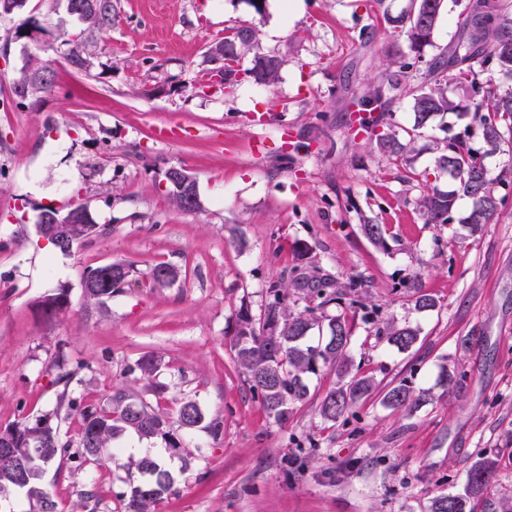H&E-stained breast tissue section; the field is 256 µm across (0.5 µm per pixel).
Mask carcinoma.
<instances>
[{"label": "carcinoma", "mask_w": 512, "mask_h": 512, "mask_svg": "<svg viewBox=\"0 0 512 512\" xmlns=\"http://www.w3.org/2000/svg\"><path fill=\"white\" fill-rule=\"evenodd\" d=\"M66 12L80 13L82 23L77 38L62 42V56L75 70L88 73L87 63L95 58L98 37L108 33L118 23L112 0H65ZM441 0H411L409 11L397 16L384 14L385 23L405 30L410 49L422 53L431 45L436 28ZM27 0H0V20L11 19L26 7ZM467 13L460 23L457 38L440 55L434 57L419 83L410 89L415 128L425 126L434 116L456 111L461 118L472 117L488 152L499 150L504 134L512 139V92L501 94L498 86L484 73L498 70L512 77V11L504 0H469ZM256 32L249 26H240L224 36V69L231 74L239 73L237 67L250 50ZM282 61L274 56L257 58L252 67L244 70L245 77L255 83L272 85L279 77ZM415 63L409 59L390 62L385 68V81L369 83L363 96V111L374 112L383 107L384 88H393V78L408 74ZM445 74L460 87L467 89L473 112L460 111V105L450 99L447 90L437 78ZM56 86L55 70L38 58H31L12 80L13 102L20 108L36 106L50 95ZM381 150L412 161L411 142H402L394 134L378 138ZM441 170L451 180L446 191L428 189L417 199L418 210L426 224H446L453 220L452 213L461 199L469 200V209L460 223L472 234L496 220L505 198L495 194V180L478 161L476 152L464 139L450 140L437 158ZM52 232L51 243L63 254L73 246L99 232L89 211L81 206L73 224ZM129 279L131 269L114 262L93 269L85 281L83 298L87 303H99L120 292L107 287L108 270ZM177 267L159 263L151 271L155 285L164 287L177 281ZM362 283L352 279L344 288H333V283L313 276H295L290 283L278 282L269 286V299L259 317L241 306L237 314V326L233 340L236 361L245 376L253 396L276 424L284 427L290 420L296 405L307 401L310 389L309 375L317 374L323 366L336 368L338 381L322 398L318 414L321 419L336 422L358 401L375 389L371 376L351 374L348 348L352 338V322L346 311L328 312V306L342 301L346 291L358 292ZM293 291L305 293L310 304L302 310L293 309L288 298ZM67 302L61 293L43 297L41 307L48 314L65 310ZM318 336H312V333ZM377 335L387 337L389 344L400 351L412 349L419 340V329L407 323L395 321L377 328ZM160 361L152 356L141 357L135 364L140 377L155 379L160 371ZM76 371H64L58 381L64 390L58 395L56 412L45 415L34 423L18 422L6 427L13 434V447L26 452L33 461L28 485L18 493L14 490L13 471L0 461V498L15 496L27 503L24 512H57V503L47 490L40 469L42 461L54 462L58 457H69L79 462L98 463L112 454V442L126 433L139 438L160 440L175 455L185 451L180 438L172 430V424L160 416L151 406L127 392H118L104 405L81 404L71 396L69 387ZM425 393H418L404 378L384 391L382 403L395 411H411L422 404ZM75 416L79 428L75 436L63 440L60 434L59 412ZM204 421V414L194 401L181 405L177 415L178 427L194 429ZM143 480L130 485L120 494L124 512H155V504L165 495L174 492L172 473L157 458L145 454L136 462ZM497 470V461L484 457L468 469L463 495H440L431 505V512H512V497L492 501L484 492Z\"/></svg>", "instance_id": "cac0c4a2"}]
</instances>
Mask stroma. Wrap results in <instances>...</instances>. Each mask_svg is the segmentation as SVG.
Segmentation results:
<instances>
[{
    "label": "stroma",
    "mask_w": 512,
    "mask_h": 512,
    "mask_svg": "<svg viewBox=\"0 0 512 512\" xmlns=\"http://www.w3.org/2000/svg\"><path fill=\"white\" fill-rule=\"evenodd\" d=\"M467 2L442 0L419 68L456 39ZM113 4L120 22L87 74L59 52L79 31L64 0H28L35 40L0 22V428L55 410L61 360L77 370L82 402L127 391L169 418L195 401L205 419L181 431L183 455L126 434L116 460L54 461L45 482L59 512H119L116 495L138 479L147 450L176 479L155 512H430L437 496L463 492L483 456L498 462L486 498L511 495L512 183L497 181L506 203L476 236L424 223L416 200L447 189L436 159L448 139L465 138L496 180L512 167V144L487 153L478 128L452 112L414 129L404 88L390 92L374 133L351 130L384 63L412 55L403 30L383 21L409 0H266L260 12L247 0ZM240 25L257 32L254 55L282 59L275 84L213 83L207 47ZM34 55L51 63L57 86L36 110L19 109L11 79ZM379 132L412 141L413 161L380 150ZM171 166L196 179L197 209L173 203ZM73 204L107 231L64 255L36 217ZM367 223L386 225L384 246L364 236ZM116 261L131 267L128 285L85 303L84 278ZM161 262L180 270L173 285L152 283ZM296 270L361 279L374 320H354V371L385 386L408 379L431 401L402 413L376 393L326 423L317 407L337 381L326 366L286 427L270 420L232 339L240 306L260 314L270 284ZM60 289L69 307L45 316L41 300ZM419 292L433 309L415 310ZM388 319L419 328L411 350L376 335ZM145 355L162 363V393L133 370ZM452 366L466 375L462 391L441 381Z\"/></svg>",
    "instance_id": "1"
}]
</instances>
